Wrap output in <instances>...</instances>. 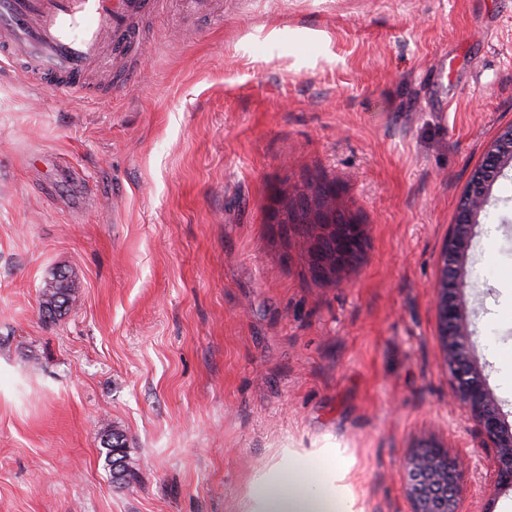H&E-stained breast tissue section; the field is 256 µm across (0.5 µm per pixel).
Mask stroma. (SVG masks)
<instances>
[{
    "label": "stroma",
    "instance_id": "35a3bbf8",
    "mask_svg": "<svg viewBox=\"0 0 512 512\" xmlns=\"http://www.w3.org/2000/svg\"><path fill=\"white\" fill-rule=\"evenodd\" d=\"M141 27L105 100L0 66V512H243L285 448L335 463L354 512H412L423 439L472 459L459 512H512L448 400L434 303L470 174L512 123V0H160ZM315 177L367 229L334 285L270 221ZM56 269L75 301L49 318ZM460 298L512 425V170ZM103 445L100 453L104 455L106 466L109 467L112 477L116 480H126L130 476L129 463L127 462L126 439L122 433L116 430L104 429ZM119 463L114 472V468ZM119 473V476H116Z\"/></svg>",
    "mask_w": 512,
    "mask_h": 512
}]
</instances>
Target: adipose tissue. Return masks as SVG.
<instances>
[{"label":"adipose tissue","mask_w":512,"mask_h":512,"mask_svg":"<svg viewBox=\"0 0 512 512\" xmlns=\"http://www.w3.org/2000/svg\"><path fill=\"white\" fill-rule=\"evenodd\" d=\"M243 512H349L335 469L320 470L282 457L259 476Z\"/></svg>","instance_id":"adipose-tissue-1"}]
</instances>
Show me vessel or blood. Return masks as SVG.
<instances>
[{
	"instance_id": "vessel-or-blood-1",
	"label": "vessel or blood",
	"mask_w": 512,
	"mask_h": 512,
	"mask_svg": "<svg viewBox=\"0 0 512 512\" xmlns=\"http://www.w3.org/2000/svg\"><path fill=\"white\" fill-rule=\"evenodd\" d=\"M154 0H0V57L32 87L88 99L102 97L87 80L104 47L129 55L133 25Z\"/></svg>"
}]
</instances>
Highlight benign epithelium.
I'll return each mask as SVG.
<instances>
[{"instance_id":"1","label":"benign epithelium","mask_w":512,"mask_h":512,"mask_svg":"<svg viewBox=\"0 0 512 512\" xmlns=\"http://www.w3.org/2000/svg\"><path fill=\"white\" fill-rule=\"evenodd\" d=\"M512 168V126L503 128L488 145L480 166L472 171L443 248V280L437 288L436 306L442 327V349L450 380L449 398L469 413L484 437L483 448L497 464L496 481L512 487V425L505 423L497 401L485 385L482 370L469 354L472 329L459 299L464 268L469 258L472 229L505 170ZM366 226L353 224L336 238V255L350 257L362 247ZM405 467L411 477L409 489L414 512H458L460 486L470 468L466 456H448L436 443H427L410 453Z\"/></svg>"}]
</instances>
